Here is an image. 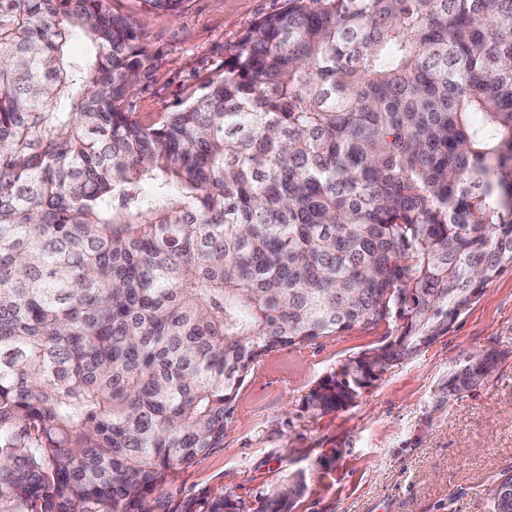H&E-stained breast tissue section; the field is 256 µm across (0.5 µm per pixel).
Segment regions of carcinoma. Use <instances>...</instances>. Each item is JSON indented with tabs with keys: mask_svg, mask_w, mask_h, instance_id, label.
Here are the masks:
<instances>
[{
	"mask_svg": "<svg viewBox=\"0 0 512 512\" xmlns=\"http://www.w3.org/2000/svg\"><path fill=\"white\" fill-rule=\"evenodd\" d=\"M140 29L0 0V512H158L262 356L387 326L301 398L345 410L512 266V0H286L144 118Z\"/></svg>",
	"mask_w": 512,
	"mask_h": 512,
	"instance_id": "cac0c4a2",
	"label": "carcinoma"
}]
</instances>
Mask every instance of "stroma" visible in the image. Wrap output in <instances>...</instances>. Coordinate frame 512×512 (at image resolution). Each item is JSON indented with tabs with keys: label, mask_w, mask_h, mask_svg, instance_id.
I'll use <instances>...</instances> for the list:
<instances>
[{
	"label": "stroma",
	"mask_w": 512,
	"mask_h": 512,
	"mask_svg": "<svg viewBox=\"0 0 512 512\" xmlns=\"http://www.w3.org/2000/svg\"><path fill=\"white\" fill-rule=\"evenodd\" d=\"M142 19L148 62L126 111L169 112L211 79L258 18L284 0H182L177 12L143 0H110ZM386 327L282 348L260 358L237 391L221 448L173 471L160 504L204 512L217 493L254 512L293 474L304 492L295 512H488L489 482L512 471V268H505L453 326L393 366L347 409L302 411L301 398L332 368L381 346ZM495 353L485 383L448 400L450 369Z\"/></svg>",
	"instance_id": "stroma-1"
}]
</instances>
